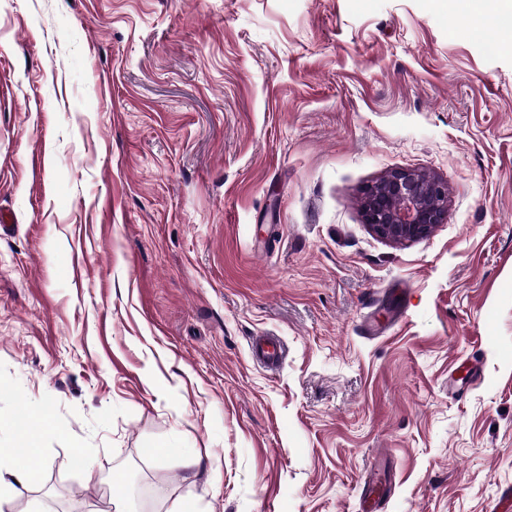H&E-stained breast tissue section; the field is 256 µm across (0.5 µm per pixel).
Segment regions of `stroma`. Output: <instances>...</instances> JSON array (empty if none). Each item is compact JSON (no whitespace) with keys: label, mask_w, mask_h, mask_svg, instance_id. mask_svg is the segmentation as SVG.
Masks as SVG:
<instances>
[{"label":"stroma","mask_w":512,"mask_h":512,"mask_svg":"<svg viewBox=\"0 0 512 512\" xmlns=\"http://www.w3.org/2000/svg\"><path fill=\"white\" fill-rule=\"evenodd\" d=\"M498 32L428 0H0V448L19 408L49 416L10 512H362L382 452L384 512H491L512 489ZM394 170L448 183L425 239L364 222ZM252 358L270 370L280 367L286 356L284 344L276 336H255L250 341Z\"/></svg>","instance_id":"1"}]
</instances>
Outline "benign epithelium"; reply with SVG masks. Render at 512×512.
Instances as JSON below:
<instances>
[{
  "label": "benign epithelium",
  "instance_id": "obj_1",
  "mask_svg": "<svg viewBox=\"0 0 512 512\" xmlns=\"http://www.w3.org/2000/svg\"><path fill=\"white\" fill-rule=\"evenodd\" d=\"M447 209V182L415 171H393L364 192L365 224L393 243L428 237L443 223Z\"/></svg>",
  "mask_w": 512,
  "mask_h": 512
}]
</instances>
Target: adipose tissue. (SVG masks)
I'll return each instance as SVG.
<instances>
[{"mask_svg": "<svg viewBox=\"0 0 512 512\" xmlns=\"http://www.w3.org/2000/svg\"><path fill=\"white\" fill-rule=\"evenodd\" d=\"M42 423L41 416L27 415L21 432L23 447L0 448V512H5L17 486L35 484L39 478L45 464L39 448Z\"/></svg>", "mask_w": 512, "mask_h": 512, "instance_id": "1", "label": "adipose tissue"}]
</instances>
